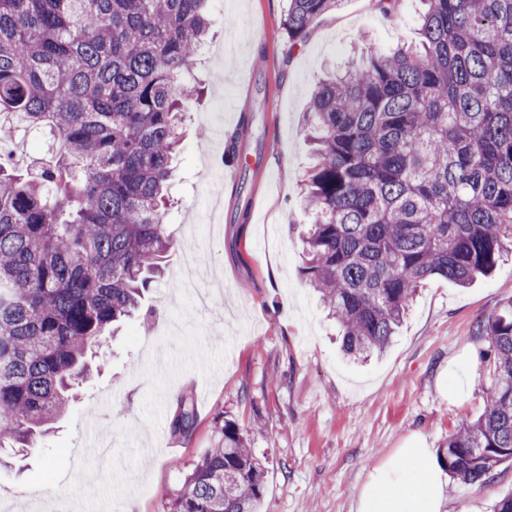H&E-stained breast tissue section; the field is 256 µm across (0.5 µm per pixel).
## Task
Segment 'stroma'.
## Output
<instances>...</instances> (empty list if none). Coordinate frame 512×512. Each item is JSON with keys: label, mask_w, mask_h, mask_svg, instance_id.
Returning a JSON list of instances; mask_svg holds the SVG:
<instances>
[{"label": "stroma", "mask_w": 512, "mask_h": 512, "mask_svg": "<svg viewBox=\"0 0 512 512\" xmlns=\"http://www.w3.org/2000/svg\"><path fill=\"white\" fill-rule=\"evenodd\" d=\"M287 0H224L199 52L193 101L165 222L177 246L144 305L149 329L126 323L106 366L83 384L54 432L0 466V512H162L192 463L234 421L265 465L261 512H357L358 493L396 449L424 440L443 448L484 407L491 379L476 327L512 299V259L469 287L435 278L422 288L383 356L345 360L338 330L301 274L303 184L314 160L302 125L326 67L357 63L367 45L415 41L422 0L397 16L371 0H343L289 49L280 24ZM251 115L242 157L210 181L225 134ZM198 255L223 283L207 307L176 276ZM193 395L188 437L169 422ZM105 436L112 461L88 445ZM446 512H493L512 493V463L486 483L447 481Z\"/></svg>", "instance_id": "stroma-1"}]
</instances>
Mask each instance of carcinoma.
Wrapping results in <instances>:
<instances>
[{
  "label": "carcinoma",
  "mask_w": 512,
  "mask_h": 512,
  "mask_svg": "<svg viewBox=\"0 0 512 512\" xmlns=\"http://www.w3.org/2000/svg\"><path fill=\"white\" fill-rule=\"evenodd\" d=\"M207 2L0 0V129L59 141L32 171L0 160V451L33 447L65 414L173 247L164 219ZM341 2L288 0V50ZM428 2L419 47H367L304 113L302 274L354 361L389 346L425 282L465 287L512 254V0ZM248 126L227 136L228 159ZM477 337L493 384L439 450L470 485L512 461V300ZM195 420L185 395L171 434ZM220 434L163 512H260L265 466L234 422Z\"/></svg>",
  "instance_id": "1"
}]
</instances>
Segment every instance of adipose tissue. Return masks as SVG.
Instances as JSON below:
<instances>
[{
    "label": "adipose tissue",
    "mask_w": 512,
    "mask_h": 512,
    "mask_svg": "<svg viewBox=\"0 0 512 512\" xmlns=\"http://www.w3.org/2000/svg\"><path fill=\"white\" fill-rule=\"evenodd\" d=\"M446 485L424 442L397 449L373 470L358 495V512H445Z\"/></svg>",
    "instance_id": "1"
}]
</instances>
